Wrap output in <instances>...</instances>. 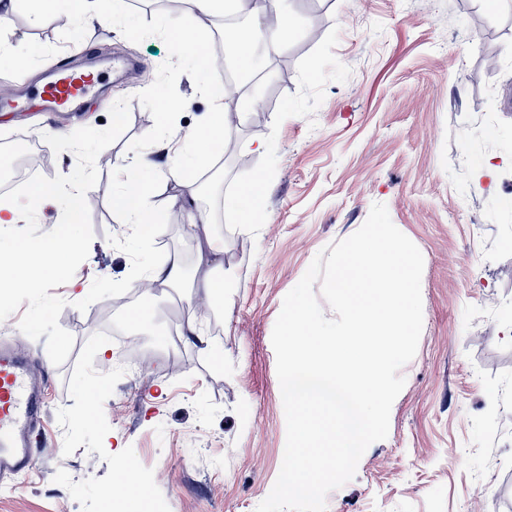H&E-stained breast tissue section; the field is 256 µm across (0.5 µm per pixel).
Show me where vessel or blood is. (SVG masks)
<instances>
[{
    "instance_id": "obj_1",
    "label": "vessel or blood",
    "mask_w": 512,
    "mask_h": 512,
    "mask_svg": "<svg viewBox=\"0 0 512 512\" xmlns=\"http://www.w3.org/2000/svg\"><path fill=\"white\" fill-rule=\"evenodd\" d=\"M39 95L52 110L74 104L93 92L101 73L72 63L54 67ZM8 327L0 328V476L25 474L33 464L40 428L47 407L46 377L25 353L5 342Z\"/></svg>"
}]
</instances>
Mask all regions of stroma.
<instances>
[{"instance_id": "obj_1", "label": "stroma", "mask_w": 512, "mask_h": 512, "mask_svg": "<svg viewBox=\"0 0 512 512\" xmlns=\"http://www.w3.org/2000/svg\"><path fill=\"white\" fill-rule=\"evenodd\" d=\"M291 30L274 53H256L223 141L233 164L199 169L220 195L254 187L261 214L249 226L225 208L189 202L166 175L171 149L202 124L208 103L192 78L176 83L187 106L170 140L147 147L162 173L154 205L167 209L155 244L179 256L182 276L153 294L137 369L105 361L96 326L125 327L138 304L110 297L86 311L92 281L127 276L131 260L109 236L129 227L111 210L112 172L132 162V140L153 127L136 95L167 61L164 41H128L92 16L76 44L67 16L37 24L12 12L10 40L29 57L0 60V93L26 96L50 69L90 50L133 60L111 71L76 109L46 113L27 102L0 112V138L98 127L130 97L126 132L103 150L88 191L94 238L74 277L55 287L59 323L75 343L62 366L44 340L7 322L30 360L49 369L51 391L29 474L0 480V512H256L273 488L286 422L271 335L285 295L326 246L356 232L373 204L420 250L423 329L401 374L389 432L362 456L354 478L326 498L327 512H512V7L502 0H288ZM495 180L478 177L485 164ZM224 238L223 262L205 238ZM226 279L222 299L195 280ZM183 317L218 308V345L166 352L169 298ZM94 468H86L87 456ZM125 457L142 487L114 493Z\"/></svg>"}]
</instances>
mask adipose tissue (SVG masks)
I'll list each match as a JSON object with an SVG mask.
<instances>
[{
	"mask_svg": "<svg viewBox=\"0 0 512 512\" xmlns=\"http://www.w3.org/2000/svg\"><path fill=\"white\" fill-rule=\"evenodd\" d=\"M223 106L221 98H214L213 110L201 128L176 148L170 160L169 173L186 189H193V173L208 160L207 147L223 131Z\"/></svg>",
	"mask_w": 512,
	"mask_h": 512,
	"instance_id": "obj_1",
	"label": "adipose tissue"
}]
</instances>
